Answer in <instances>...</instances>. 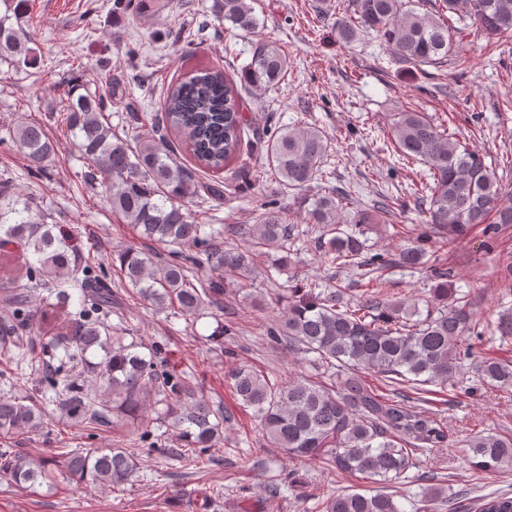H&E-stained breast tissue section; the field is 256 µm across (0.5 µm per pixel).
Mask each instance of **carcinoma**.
<instances>
[{
  "label": "carcinoma",
  "mask_w": 512,
  "mask_h": 512,
  "mask_svg": "<svg viewBox=\"0 0 512 512\" xmlns=\"http://www.w3.org/2000/svg\"><path fill=\"white\" fill-rule=\"evenodd\" d=\"M0 16V66L36 69L42 55L29 46L18 20L28 0H4ZM413 0H336V36L353 43L374 33L397 61L420 69L443 65L459 46L463 29L455 22L474 21L489 36L512 38V0H439L432 14L417 13ZM215 19L229 29L255 36L249 62L228 77L221 67L200 65L167 84L160 112L135 117L150 123L152 135L139 140L122 137L103 119L105 105L87 93L68 95L51 119L70 132L85 160L81 174L93 186L103 177L112 213L139 235L163 246L189 245L193 251L169 252L158 265L134 248L117 253L122 283L143 302L190 318L223 293V283L253 279L260 249L283 252L288 263L292 228L274 203L263 204L258 224H225L220 229L202 224L193 210L205 194L221 196L222 185L198 193L188 172L177 162L169 141L175 134L185 142L199 171H218L230 162L264 151L268 165L283 186L306 189L323 179L321 164L329 149L325 133L315 125L276 128L258 143L244 138L242 90L255 95L271 91L285 80L287 56L280 45L260 31V21L247 0H213ZM39 168L54 154V141L45 127L31 121L0 128ZM392 143L405 159L425 166L419 204L426 223L456 239L472 224H512V206L500 204L501 184L485 157L454 139L425 113L403 110L391 125ZM332 189L314 198L309 223L319 225V257L338 269L356 268L368 276L359 298L347 300L344 289L323 288L311 282L291 295L275 294L284 315L267 329V339L309 357L315 375L273 382L262 371L238 365L228 380L239 405L251 410L264 439L297 460H318L342 474L360 476L380 485L373 494L344 490L310 496L311 512H406L387 484L407 478L422 467V458L435 448L448 447L443 419L409 404L405 392L424 385L444 390L474 373L484 383L512 392V359L481 356L476 342L483 332L473 321L470 293L451 288V271L435 273L438 283L424 306L387 296V280L379 271L392 264L419 265L420 245L402 249L395 259L367 256L370 216L358 213L349 230L340 228L337 199ZM51 214L33 207L12 191V180L0 177V250L17 249L25 259L31 288L42 290L38 304L30 292L0 277V307L5 312L3 334H16L34 318L48 325L49 341L37 347L18 346V358L41 357L42 377L52 388L65 369L82 368L94 380L93 394L81 377L64 381L60 405L86 427L99 430L116 424L151 432L169 424L179 430L182 447L170 452L199 457L224 438V413L187 374L170 369L162 348L145 354L133 329L112 325V310L121 306L119 293L90 257L73 251L68 241L53 234ZM250 234L254 248L242 249L235 238ZM205 270L217 273L209 279ZM79 294V309L68 320L58 310ZM341 368L340 386H327L319 376ZM163 406L156 417L145 416L150 404ZM45 411L33 395L0 397V439L21 429L44 426ZM470 469L495 474L512 467V436L481 431L463 441ZM61 466L78 484L120 487L139 473V454L115 444L110 448L73 450L62 462L34 458L12 448H0V477L21 486L54 488L52 468ZM445 498V487L422 488L412 512H434ZM480 512H512L506 494L482 498Z\"/></svg>",
  "instance_id": "cac0c4a2"
}]
</instances>
